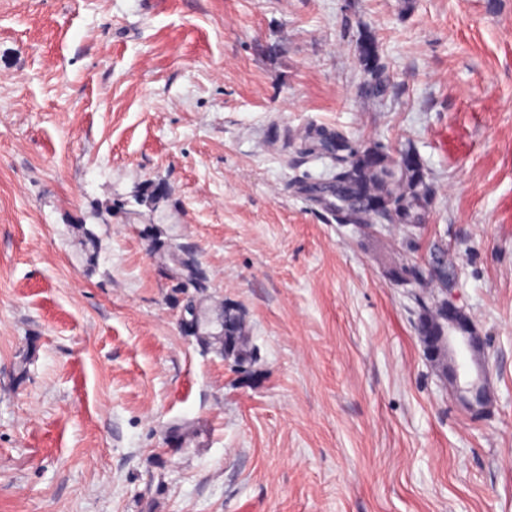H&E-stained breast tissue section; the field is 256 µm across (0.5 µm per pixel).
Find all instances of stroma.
Returning a JSON list of instances; mask_svg holds the SVG:
<instances>
[{
	"mask_svg": "<svg viewBox=\"0 0 512 512\" xmlns=\"http://www.w3.org/2000/svg\"><path fill=\"white\" fill-rule=\"evenodd\" d=\"M310 127L416 151L415 252L294 191ZM133 209L197 245L250 364L181 335ZM435 243L480 420L386 275ZM0 512H512V0H0ZM364 72L369 76L365 84V91L370 95H381L386 91L387 82L383 79L382 68L378 62L375 51L370 53H359ZM80 245L86 266L94 267L101 249V243L97 234L84 225L81 226Z\"/></svg>",
	"mask_w": 512,
	"mask_h": 512,
	"instance_id": "stroma-1",
	"label": "stroma"
}]
</instances>
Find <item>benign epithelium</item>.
Masks as SVG:
<instances>
[{
  "instance_id": "obj_1",
  "label": "benign epithelium",
  "mask_w": 512,
  "mask_h": 512,
  "mask_svg": "<svg viewBox=\"0 0 512 512\" xmlns=\"http://www.w3.org/2000/svg\"><path fill=\"white\" fill-rule=\"evenodd\" d=\"M442 308V323L439 335L432 337L426 349L427 359L436 364L445 362L443 378L448 380L460 404L474 415L482 414L492 402L488 383L484 378V366L477 365V376L462 380L467 374V360L483 351L481 337L473 331L468 315L457 305V292L454 283L442 289L439 298ZM458 339L463 348L459 354L452 348V340Z\"/></svg>"
}]
</instances>
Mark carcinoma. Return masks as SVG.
<instances>
[{"instance_id": "obj_1", "label": "carcinoma", "mask_w": 512, "mask_h": 512, "mask_svg": "<svg viewBox=\"0 0 512 512\" xmlns=\"http://www.w3.org/2000/svg\"><path fill=\"white\" fill-rule=\"evenodd\" d=\"M360 59L369 76L365 91L373 96L386 91L382 68L375 52L362 53ZM299 142L298 153L304 157L328 158L333 163L332 180L335 184L322 191L306 187L308 200L336 218L339 224H352L360 229L383 230L395 228L402 232L406 243L413 245L424 225L434 200V187L424 168L408 171L395 179L388 178L384 169L396 161L395 154L381 145L358 146L341 132L322 128L307 129L289 137ZM153 249L162 253L170 288V299L190 312L192 334L205 352L224 353L239 362L252 358V349L243 319L224 303L207 305L212 322L219 324L216 333L205 330V316L201 303L206 301L211 279L208 270L197 256L195 247L183 241L182 235L167 224L153 225ZM81 251L88 267H93L101 249L97 234L81 226ZM456 275L455 265L448 261V248L435 245L429 258L419 261L408 257L387 271L388 279L396 286L407 288L419 308L416 331L423 346H428L427 332H435L441 321V312L435 305L439 294V279ZM196 430L187 426H173L165 441L178 447L188 446Z\"/></svg>"}]
</instances>
